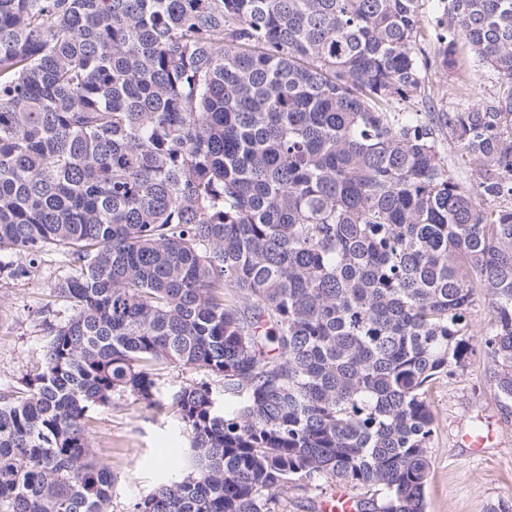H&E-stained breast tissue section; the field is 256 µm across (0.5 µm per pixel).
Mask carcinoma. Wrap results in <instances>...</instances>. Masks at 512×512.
<instances>
[{
    "label": "carcinoma",
    "instance_id": "obj_1",
    "mask_svg": "<svg viewBox=\"0 0 512 512\" xmlns=\"http://www.w3.org/2000/svg\"><path fill=\"white\" fill-rule=\"evenodd\" d=\"M419 2L0 0V280L58 251L73 311L0 395V512H108L89 425L123 396L189 444L131 512H278L319 480L425 512L427 391L477 289L512 409V0ZM468 58L492 96L410 111ZM168 365L197 379L167 392ZM442 139V149L448 157V171L458 179L467 181L470 177L471 167L469 163L462 160L458 155L453 140L448 137V132L440 136Z\"/></svg>",
    "mask_w": 512,
    "mask_h": 512
}]
</instances>
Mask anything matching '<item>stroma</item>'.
<instances>
[{
	"instance_id": "stroma-1",
	"label": "stroma",
	"mask_w": 512,
	"mask_h": 512,
	"mask_svg": "<svg viewBox=\"0 0 512 512\" xmlns=\"http://www.w3.org/2000/svg\"><path fill=\"white\" fill-rule=\"evenodd\" d=\"M496 91V77L487 69H465L454 75L429 71L424 93L415 95L417 112H439L459 100L486 98ZM70 272L64 257L45 255L36 276L0 287V395H11L21 379L44 364V324L65 323L68 306L54 299L56 284ZM488 318L483 296L471 308L470 352L456 377L441 378L428 390L436 435L425 487L426 512H489L491 506L512 508V413L506 412L486 381L490 361L479 335ZM492 435L481 451H473L462 434ZM90 439L100 465L112 472L110 512H128L130 505L158 484L178 478L172 451L185 447L175 421L144 409L130 397L116 399L101 412Z\"/></svg>"
}]
</instances>
